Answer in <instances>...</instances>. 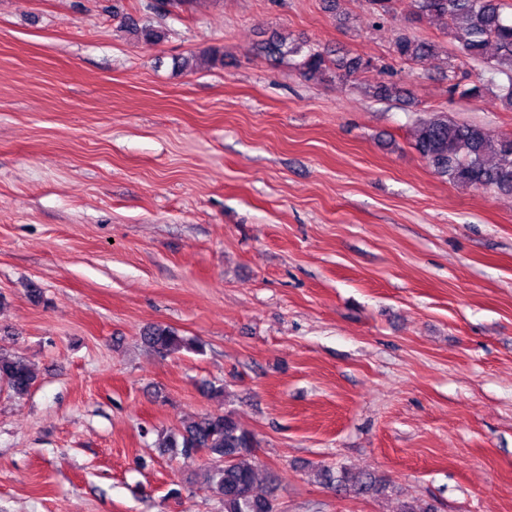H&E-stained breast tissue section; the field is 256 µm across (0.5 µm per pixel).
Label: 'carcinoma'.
I'll return each mask as SVG.
<instances>
[{"label":"carcinoma","instance_id":"1","mask_svg":"<svg viewBox=\"0 0 512 512\" xmlns=\"http://www.w3.org/2000/svg\"><path fill=\"white\" fill-rule=\"evenodd\" d=\"M417 16L443 20L459 43L461 54L472 61L488 65L491 71L508 68V83L498 86L504 106L512 109V18L505 10L512 7L506 0H415ZM123 28L148 43L163 41L165 33L148 20L131 17L121 20ZM495 49L494 58L487 56ZM264 50L279 59L300 55L297 63L304 78L322 81L329 73L327 55L300 43L271 40ZM394 55L403 61L422 63L434 56L435 45L414 36L404 35L394 44ZM197 65L224 66V53L209 47L177 62L180 70ZM338 67L354 75L370 67L361 57H345ZM414 148L438 177L462 187L512 195V137L495 138L476 123L448 120L443 113L420 123ZM144 340L152 350L168 356L182 351H199L202 345L182 336L169 326L156 324L148 328ZM37 378L35 368L0 351V383L16 396L28 393ZM256 440L241 428L234 412L209 413L181 422V428L164 437L163 452L184 457L199 453L207 456L205 484L222 502L223 512H279L272 489L261 487L255 464ZM317 477L327 487L355 497H371L390 488L389 481L371 471H353L342 467L332 471L321 468Z\"/></svg>","mask_w":512,"mask_h":512}]
</instances>
